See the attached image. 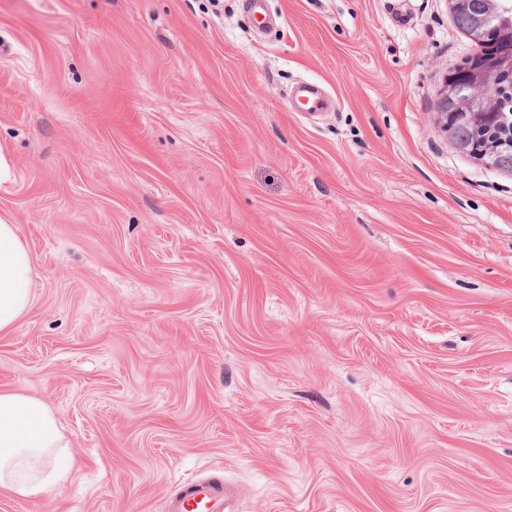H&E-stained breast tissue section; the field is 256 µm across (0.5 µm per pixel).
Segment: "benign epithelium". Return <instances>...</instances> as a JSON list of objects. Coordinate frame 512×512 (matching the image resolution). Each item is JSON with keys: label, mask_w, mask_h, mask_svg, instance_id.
I'll use <instances>...</instances> for the list:
<instances>
[{"label": "benign epithelium", "mask_w": 512, "mask_h": 512, "mask_svg": "<svg viewBox=\"0 0 512 512\" xmlns=\"http://www.w3.org/2000/svg\"><path fill=\"white\" fill-rule=\"evenodd\" d=\"M489 16L506 21L512 29V0H488ZM512 69V41L499 52L480 56L462 71H451L440 91L442 126L450 131L456 124L493 125L503 119L494 111L496 79Z\"/></svg>", "instance_id": "benign-epithelium-1"}]
</instances>
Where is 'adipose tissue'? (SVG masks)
I'll use <instances>...</instances> for the list:
<instances>
[{"label": "adipose tissue", "mask_w": 512, "mask_h": 512, "mask_svg": "<svg viewBox=\"0 0 512 512\" xmlns=\"http://www.w3.org/2000/svg\"><path fill=\"white\" fill-rule=\"evenodd\" d=\"M32 264L15 224L0 218V334L32 307ZM57 414L43 400L0 391V494L28 498L64 485L75 467Z\"/></svg>", "instance_id": "1"}]
</instances>
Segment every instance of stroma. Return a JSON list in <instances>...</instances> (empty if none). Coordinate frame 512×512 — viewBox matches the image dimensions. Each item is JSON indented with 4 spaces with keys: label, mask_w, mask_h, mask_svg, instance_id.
Listing matches in <instances>:
<instances>
[{
    "label": "stroma",
    "mask_w": 512,
    "mask_h": 512,
    "mask_svg": "<svg viewBox=\"0 0 512 512\" xmlns=\"http://www.w3.org/2000/svg\"><path fill=\"white\" fill-rule=\"evenodd\" d=\"M0 0V390L75 471L0 512H512V172L456 150L450 0ZM332 98L296 112L298 84ZM32 264L17 224L0 217V334H8L32 307ZM233 488L222 483L195 481L187 484L169 502V512H230Z\"/></svg>",
    "instance_id": "35a3bbf8"
}]
</instances>
